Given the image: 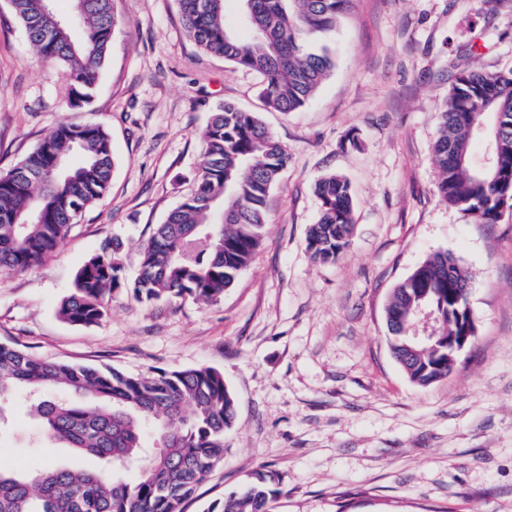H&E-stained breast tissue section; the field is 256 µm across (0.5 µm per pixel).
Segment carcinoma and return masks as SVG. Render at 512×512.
Segmentation results:
<instances>
[{
  "label": "carcinoma",
  "instance_id": "cac0c4a2",
  "mask_svg": "<svg viewBox=\"0 0 512 512\" xmlns=\"http://www.w3.org/2000/svg\"><path fill=\"white\" fill-rule=\"evenodd\" d=\"M75 20L63 21L48 0H9V8L42 62L56 67L72 109L89 107L118 24L114 0H71ZM225 0H179L183 25L202 51L262 77L265 106L295 112L335 67L321 42L350 0H237L239 26L226 25ZM485 125L493 168L474 151ZM203 164L196 188L156 225L140 248L134 278L126 276L122 243L105 242L75 276L58 309L71 325L104 320L112 294L141 302L180 298L218 301L247 267L264 238L266 198L288 161L285 145L254 112L222 103L200 136ZM441 200L480 224L512 207V70L459 73L441 111L433 147ZM116 160L109 132L95 122L59 121L13 168L0 172V270L26 272L59 248L83 214L105 198ZM320 216L307 235L314 260L332 263L353 235L349 180L316 184ZM468 276L448 251L431 253L398 284L386 307L391 339L427 307L439 338L399 355L409 380L427 387L448 377L443 337L458 329L450 301ZM21 397L42 437L116 466L90 471L53 462L0 469V512H184L198 486L224 458L234 397L212 368L129 375L116 369L48 362L0 344V412ZM278 490L264 474L230 492L211 512H271Z\"/></svg>",
  "mask_w": 512,
  "mask_h": 512
}]
</instances>
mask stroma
<instances>
[{
	"label": "stroma",
	"mask_w": 512,
	"mask_h": 512,
	"mask_svg": "<svg viewBox=\"0 0 512 512\" xmlns=\"http://www.w3.org/2000/svg\"><path fill=\"white\" fill-rule=\"evenodd\" d=\"M118 26L90 111L37 58L0 0V171L61 119L108 130L117 166L40 267L0 271V343L63 363L127 374L210 367L237 401L224 459L186 503H214L274 476L272 512H512V208L477 224L437 194L432 148L448 89L464 69H512V0H352L328 41L336 66L299 111L260 97L259 74L200 50L177 0H114ZM257 113L288 149L269 192V224L247 268L212 304L148 305L114 293L95 326L59 319L84 261L139 246L193 187L200 133L216 106ZM346 175L355 231L333 263L307 250L316 181ZM469 275L474 346L447 379L409 381L387 340L393 289L430 253ZM17 404L0 427V468L50 460L104 469L68 448L44 451Z\"/></svg>",
	"instance_id": "stroma-1"
}]
</instances>
